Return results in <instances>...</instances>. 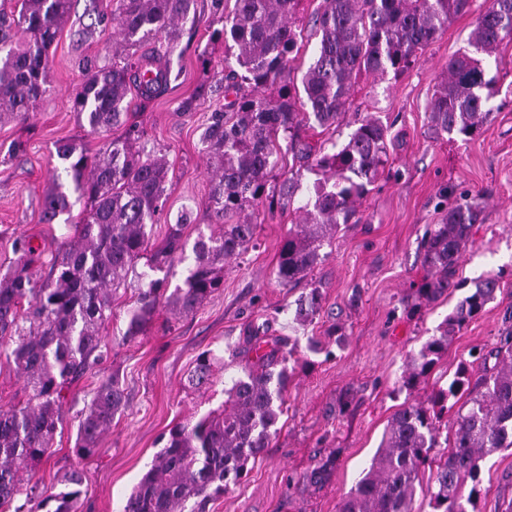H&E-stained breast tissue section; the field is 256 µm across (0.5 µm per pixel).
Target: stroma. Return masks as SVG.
<instances>
[{"label": "stroma", "mask_w": 512, "mask_h": 512, "mask_svg": "<svg viewBox=\"0 0 512 512\" xmlns=\"http://www.w3.org/2000/svg\"><path fill=\"white\" fill-rule=\"evenodd\" d=\"M483 0L457 15L448 28L406 73L359 77L344 122L301 130L302 138L325 150L343 146L366 115L390 127L388 162L360 207L361 220L341 225L325 259L301 284L279 287L274 278L279 246L297 224V209L313 192L316 171L300 169L291 153H281L278 178L296 176L292 209L262 214L255 240L241 255L224 262V286L196 313L178 316L159 309L145 335L122 338L131 292H118L114 317L103 332L107 360L72 389L50 457L30 471L39 487L66 490V475L82 472L78 512H122L127 496L146 472L160 439L178 422H196L224 401L225 389L243 374L246 338L254 326L279 337L293 373L285 393L280 430L248 476L208 502L206 512H337L341 497L359 479L377 450L384 429L404 403L424 400L433 386H447L460 362L472 351L491 350L512 328V40L482 65L496 77V92L486 103L488 120L479 136L468 140L437 135L427 106L448 61L467 45ZM109 0H74L68 22L49 50V90L29 125L0 123V271L17 256L16 235L54 250L63 242L65 224L41 221L43 195L52 175L63 174L57 156L62 141L81 144L89 153L107 138L81 127L70 109L69 94L82 78V62L111 55L119 39L116 20L95 25L96 12L109 11ZM195 30H182L169 57L178 78L146 109L151 144L170 166L166 204L152 238L192 217L184 237L195 241L198 226L210 221L209 160L200 142L210 109L200 102L191 114L178 106L203 80L200 55L216 69L224 67V44L211 33L221 23L211 0H198ZM480 195L485 221L463 253L456 278L462 286L417 314H410L423 274V243L430 225L439 223L448 202ZM499 279V290L482 314L460 331L424 384L402 385L409 355L417 353L438 324L467 295L468 284L482 275ZM320 289L323 308L312 323L293 325L298 299ZM341 326L343 343L328 336ZM213 351L218 363L209 389L186 388L197 356ZM118 374L126 404L95 454L78 459L74 452L80 412L100 380ZM476 512H504L512 501V448L480 463Z\"/></svg>", "instance_id": "35a3bbf8"}]
</instances>
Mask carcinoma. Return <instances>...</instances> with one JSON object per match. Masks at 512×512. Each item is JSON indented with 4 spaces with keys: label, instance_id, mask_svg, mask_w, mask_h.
I'll list each match as a JSON object with an SVG mask.
<instances>
[{
    "label": "carcinoma",
    "instance_id": "carcinoma-1",
    "mask_svg": "<svg viewBox=\"0 0 512 512\" xmlns=\"http://www.w3.org/2000/svg\"><path fill=\"white\" fill-rule=\"evenodd\" d=\"M300 0H234L224 13V0H212L224 22L212 32L224 40V71L208 77L200 90L181 102L195 110L208 95L216 99L201 135L212 163L208 209L224 223V231H198L183 285L168 291L167 277L136 272L139 260L153 272H167L185 260L182 224H172L159 243L152 241L155 217L162 210L169 165L159 150L143 144L146 137L139 106L164 95L177 76L169 53L176 47L179 26L197 22V0H115L120 41L112 56L83 63L84 78L70 95L71 111L92 134L124 128L104 151L89 155L74 142L58 145L72 190L85 200L72 214L69 193L53 184L45 191L41 220L60 218L71 233L47 262L39 279L30 267L44 250L30 238L14 239L15 266L0 274V343L11 342L6 360L24 378L26 402L0 409V508L20 494L24 469L51 454L63 406L74 384L103 360L102 331L112 320V297L131 289L124 339L138 338L165 306L180 315L194 313L224 287V259L247 250L254 241L259 208L272 214L290 207L293 180L272 185L279 163V137L288 152L321 173L314 196L300 209L301 220L283 239L275 279L290 288L322 262L320 250L338 226L349 224L369 187L383 172L388 126L367 116L336 152L300 136L314 123L330 128L344 121L351 90L362 75L400 74L418 61L422 51L448 28V22L470 9L472 0H323L314 20L317 46L302 76V88L290 80L302 32L295 28ZM0 0V121L26 123L32 108L47 92L48 53L71 15L72 0H20L6 9ZM512 35V0H483L468 38L469 49L448 61V75L430 101L428 119L437 133L473 137L487 118L481 59ZM479 198L448 205L441 222L424 241L426 274L409 306L413 314L456 290L460 259L481 222ZM494 275L473 281L469 295L457 303L422 349L408 357L403 376L411 388L424 382L448 343L494 299ZM323 295L312 288L297 304L294 321L303 324L322 308ZM255 359L244 376L224 390V405L193 425L176 424L123 512H185L189 501L202 510L213 497L237 482L248 465L270 447L284 412L288 382L286 357L273 346L261 351L265 337L254 331L246 339ZM215 355L198 356L187 377L199 389L214 382ZM494 364H489V361ZM465 398L452 422L444 421L451 398ZM125 402L124 388L114 374L103 381L81 412L75 453L88 457L112 427ZM452 425L453 442L440 455L441 429ZM512 448V329L499 345L462 363L447 387L433 389L427 402L405 403L390 418L382 442L355 486L343 497L339 512H415L420 469L435 468L422 491L430 512H469L480 483L479 461ZM472 482L463 496L465 482ZM67 482L75 489L48 495L30 488L26 497L53 512H76L82 484L79 470Z\"/></svg>",
    "mask_w": 512,
    "mask_h": 512
}]
</instances>
